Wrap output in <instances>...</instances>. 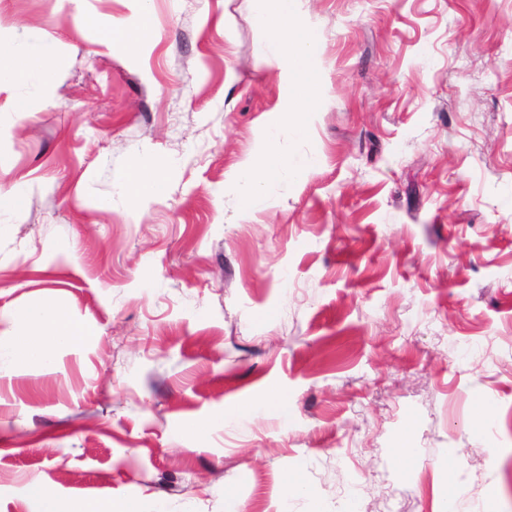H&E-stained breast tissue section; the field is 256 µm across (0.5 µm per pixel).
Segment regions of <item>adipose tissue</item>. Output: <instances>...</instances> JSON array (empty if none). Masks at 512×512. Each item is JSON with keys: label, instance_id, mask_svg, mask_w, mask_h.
Wrapping results in <instances>:
<instances>
[{"label": "adipose tissue", "instance_id": "1", "mask_svg": "<svg viewBox=\"0 0 512 512\" xmlns=\"http://www.w3.org/2000/svg\"><path fill=\"white\" fill-rule=\"evenodd\" d=\"M253 3L256 22L270 31L269 54L276 63L274 77L287 95L269 126L259 165L242 168L237 174L243 204L248 208L258 203L260 183L308 167V160L284 155L278 149L276 132L285 123L298 134H308V118L318 104L313 70L317 42L313 33L296 21L299 0H253ZM16 317L22 328L12 336L0 337V365L19 356L44 363L54 348L81 343L94 334L91 326L71 319L52 305L23 309Z\"/></svg>", "mask_w": 512, "mask_h": 512}]
</instances>
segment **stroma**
<instances>
[{
	"mask_svg": "<svg viewBox=\"0 0 512 512\" xmlns=\"http://www.w3.org/2000/svg\"><path fill=\"white\" fill-rule=\"evenodd\" d=\"M297 21L321 101L277 146L315 163L247 209L282 101L251 0H0V47H54L0 86V191H27L0 336L47 302L96 327L0 373V512H38L35 484L101 512H512V0ZM135 169L164 195L129 198Z\"/></svg>",
	"mask_w": 512,
	"mask_h": 512,
	"instance_id": "stroma-1",
	"label": "stroma"
}]
</instances>
